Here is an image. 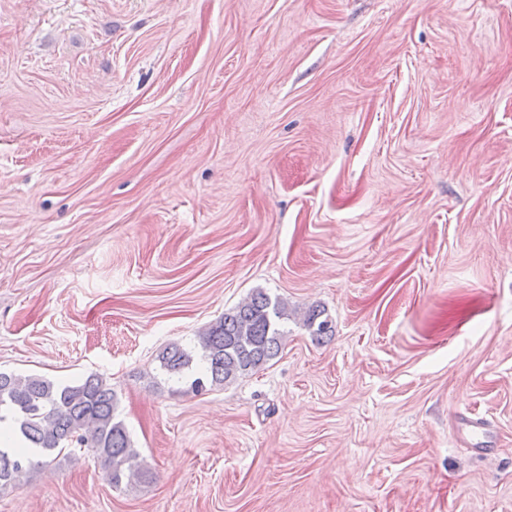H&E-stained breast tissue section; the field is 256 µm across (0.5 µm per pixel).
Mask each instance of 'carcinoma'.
Returning a JSON list of instances; mask_svg holds the SVG:
<instances>
[{"instance_id":"1","label":"carcinoma","mask_w":512,"mask_h":512,"mask_svg":"<svg viewBox=\"0 0 512 512\" xmlns=\"http://www.w3.org/2000/svg\"><path fill=\"white\" fill-rule=\"evenodd\" d=\"M322 312L308 313L305 326L316 337L331 332V321ZM288 308L257 292L197 336L206 378H195L199 390L205 382L222 386L256 371L275 358L281 349ZM170 374L192 368L194 351L172 343L158 355ZM118 400L112 385L98 374L74 384L57 383L39 375L19 377L0 371V409L11 416L24 447L0 449V487L15 485L40 464L38 458L84 448L110 468L112 484L119 487L147 475L138 464L124 423L117 419Z\"/></svg>"}]
</instances>
